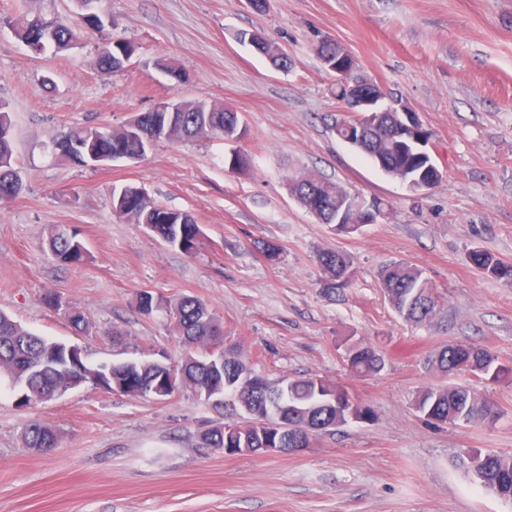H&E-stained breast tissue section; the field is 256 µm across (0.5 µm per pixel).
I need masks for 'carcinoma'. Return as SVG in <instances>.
I'll list each match as a JSON object with an SVG mask.
<instances>
[{"mask_svg": "<svg viewBox=\"0 0 512 512\" xmlns=\"http://www.w3.org/2000/svg\"><path fill=\"white\" fill-rule=\"evenodd\" d=\"M80 2L84 6L80 22L44 23L37 19L15 23L12 25L15 37L26 44L50 32L52 38L47 40L44 48H51L57 53L71 49L72 42L83 36L86 30L103 27L102 19L94 12L97 0ZM126 45L128 42L118 39L106 42L99 53L98 66L108 72L117 68L116 49ZM261 50L272 65L280 64L282 68H288V64L283 62L285 52L278 44L265 39ZM186 108L187 111L179 113L178 119L164 129V141L174 143L206 138L219 130L234 137L241 130L238 113L222 105L188 101ZM121 135V128H112V139L103 141L102 147L110 149L120 144L131 153L137 152L138 144L122 139ZM359 153L367 156L388 175L410 163L415 172L422 174L425 179H431L437 165L433 159L422 160L401 151L394 131V115L389 111L381 114L379 126L367 137ZM16 176L12 139L1 137L0 201L18 195L20 183L15 180ZM288 189L303 207L313 205L314 197H321L324 207L319 210L318 219L325 224L333 222L336 202L348 194L346 189L316 171H306L290 179ZM173 214L174 211L158 205L145 193L143 211L135 222L145 223L168 246L191 254L196 249L201 228L187 213L183 214L182 223L169 221ZM49 248L55 259L66 265H79L88 260V251L78 238V233L67 228L57 227L50 233ZM469 261L484 273L512 282V264L495 258L483 249L472 250ZM317 263L325 276L323 287L328 292L348 286L353 276L348 255L325 249L317 255ZM378 282L393 309L403 314L405 320L420 323L435 315L437 301L434 290L417 266L404 261L387 263L378 270ZM170 314L182 347L178 360L173 362L166 355L162 360L140 358L94 365L88 363L85 355L68 353L69 344L33 333L0 312V379L9 381L17 391L16 405L24 409L51 401L84 385H94L108 393L131 397H145L157 392L167 396L175 392L170 383V369L166 367L170 361L180 372L179 387L191 390L197 397L206 393L222 395L247 409L259 420L280 415L293 427V434L303 437L309 444L317 435L329 429L336 418V409L324 406L322 402L341 403L348 394L345 388L311 376L281 377L279 382L284 392L280 394L279 401L272 404L264 397V390L271 389L269 382H262L261 389L252 384L239 383L247 364L241 352L224 349V326L205 302L184 295L170 306ZM348 355L351 356L350 370L357 375L365 376L382 370L383 357L369 347L351 345ZM467 362L474 365V374L490 377L496 382L507 379L512 373L499 364L489 350L472 344H452L432 359L437 369L445 374L463 372V364ZM414 405L434 423L457 425L463 419L468 423L493 425L500 417V411L493 401L460 383L427 387L417 393ZM23 439L26 447L36 450H47L58 443L56 431L39 422L26 425ZM200 440L204 447L217 449L290 447L283 436L275 433L261 436L235 420L204 431ZM474 479L483 489L503 498H511L512 458L495 452L479 455Z\"/></svg>", "mask_w": 512, "mask_h": 512, "instance_id": "cac0c4a2", "label": "carcinoma"}]
</instances>
